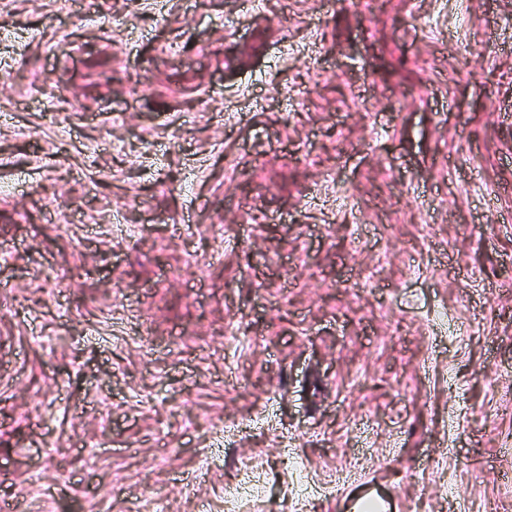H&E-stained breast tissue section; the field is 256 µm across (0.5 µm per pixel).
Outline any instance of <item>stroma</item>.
<instances>
[{"label":"stroma","instance_id":"stroma-1","mask_svg":"<svg viewBox=\"0 0 512 512\" xmlns=\"http://www.w3.org/2000/svg\"><path fill=\"white\" fill-rule=\"evenodd\" d=\"M1 282L0 512H512V0H0Z\"/></svg>","mask_w":512,"mask_h":512}]
</instances>
